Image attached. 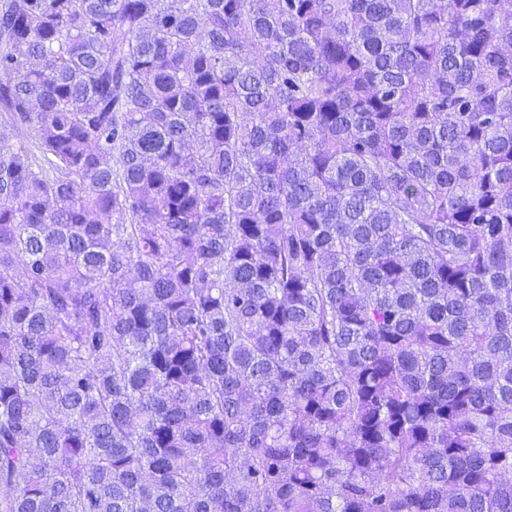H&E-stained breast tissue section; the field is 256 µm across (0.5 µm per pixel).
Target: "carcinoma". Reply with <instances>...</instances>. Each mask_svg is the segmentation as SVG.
<instances>
[{
  "label": "carcinoma",
  "mask_w": 512,
  "mask_h": 512,
  "mask_svg": "<svg viewBox=\"0 0 512 512\" xmlns=\"http://www.w3.org/2000/svg\"><path fill=\"white\" fill-rule=\"evenodd\" d=\"M0 512H512V0H0Z\"/></svg>",
  "instance_id": "cac0c4a2"
}]
</instances>
